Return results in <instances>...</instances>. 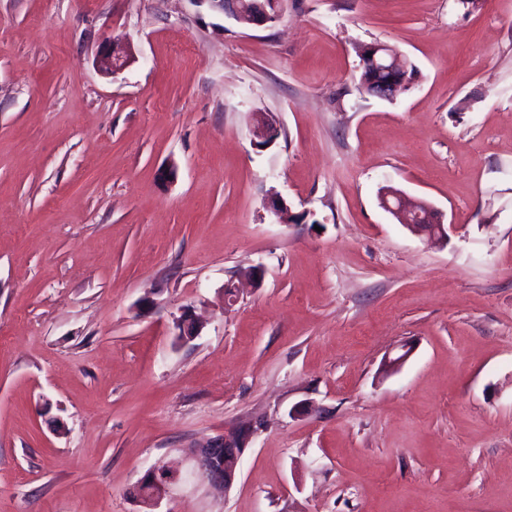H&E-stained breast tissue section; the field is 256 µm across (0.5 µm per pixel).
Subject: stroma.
I'll return each instance as SVG.
<instances>
[{"mask_svg":"<svg viewBox=\"0 0 512 512\" xmlns=\"http://www.w3.org/2000/svg\"><path fill=\"white\" fill-rule=\"evenodd\" d=\"M373 42L416 69L390 100ZM158 466L164 512H512V0H0V512H142ZM269 1L273 4L279 3L275 15L268 10ZM204 2H208L213 11L231 14L241 23L261 26L279 18L283 10V8L280 10V7L284 0H204ZM132 57L128 45L113 42L99 56L98 66L107 74H118L124 70ZM278 135L279 132L274 121L268 116L260 114L253 129L254 145L258 148H261V145L268 147L277 139ZM391 199L385 198L382 207L396 218L411 232L426 235L428 239L446 241L448 229L436 220L435 211L426 201L412 199L401 191L390 194ZM244 451L245 438L240 432H224V436L193 451V475L203 483L228 491L238 478ZM180 481L176 472L164 467H153L147 470L133 487L132 496L145 511L164 512L157 510L171 490V486Z\"/></svg>","mask_w":512,"mask_h":512,"instance_id":"35a3bbf8","label":"stroma"}]
</instances>
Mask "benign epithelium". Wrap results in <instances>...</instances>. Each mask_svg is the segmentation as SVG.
<instances>
[{"mask_svg":"<svg viewBox=\"0 0 512 512\" xmlns=\"http://www.w3.org/2000/svg\"><path fill=\"white\" fill-rule=\"evenodd\" d=\"M210 8L218 13H228L239 22L261 26L279 18L282 10L271 14L269 3H282L284 0H206ZM132 57L131 48L121 43H112L98 58L99 68L107 74H118L124 70ZM360 66L363 70L387 75L381 85L373 88V94L389 99L409 84L408 76L399 77L396 70L406 69L405 57L390 46L377 42L366 44L359 51ZM276 124L266 115L256 119L253 129L254 145H271L278 137ZM382 207L411 232L423 234L430 240L448 239V228L436 220L435 211L427 202L412 199L400 191H394L384 199ZM178 336L192 340L200 335L203 325L194 317L191 309H185L174 319ZM245 451V438L238 431L224 433V436L207 441L192 453L193 475L203 483L218 489L230 490L240 473V463ZM180 481L179 474L163 467L147 470L133 487L132 496L146 512H159V507L171 490Z\"/></svg>","mask_w":512,"mask_h":512,"instance_id":"7a95c632","label":"benign epithelium"}]
</instances>
